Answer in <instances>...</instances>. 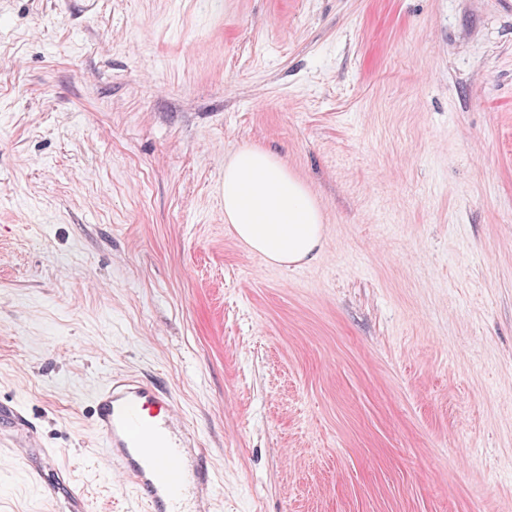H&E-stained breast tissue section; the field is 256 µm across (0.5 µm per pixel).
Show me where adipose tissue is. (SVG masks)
Returning a JSON list of instances; mask_svg holds the SVG:
<instances>
[{
    "label": "adipose tissue",
    "mask_w": 512,
    "mask_h": 512,
    "mask_svg": "<svg viewBox=\"0 0 512 512\" xmlns=\"http://www.w3.org/2000/svg\"><path fill=\"white\" fill-rule=\"evenodd\" d=\"M224 220L251 251L295 265L320 250V207L306 184L276 154L257 147L224 165Z\"/></svg>",
    "instance_id": "adipose-tissue-1"
}]
</instances>
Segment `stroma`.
<instances>
[{
	"label": "stroma",
	"mask_w": 512,
	"mask_h": 512,
	"mask_svg": "<svg viewBox=\"0 0 512 512\" xmlns=\"http://www.w3.org/2000/svg\"><path fill=\"white\" fill-rule=\"evenodd\" d=\"M249 146L317 199L311 261L225 224ZM113 375L211 512H512V0H0V512H141ZM148 411V414H145ZM90 418L102 448L118 463L146 512L185 511V448L194 447L178 426L172 400L154 384L113 375L95 393ZM190 477L193 488V495L198 498L209 497L215 489L216 479L206 456L200 452L190 466Z\"/></svg>",
	"instance_id": "35a3bbf8"
}]
</instances>
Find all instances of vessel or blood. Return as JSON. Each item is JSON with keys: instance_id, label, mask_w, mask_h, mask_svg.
I'll list each match as a JSON object with an SVG mask.
<instances>
[{"instance_id": "b4317fda", "label": "vessel or blood", "mask_w": 512, "mask_h": 512, "mask_svg": "<svg viewBox=\"0 0 512 512\" xmlns=\"http://www.w3.org/2000/svg\"><path fill=\"white\" fill-rule=\"evenodd\" d=\"M90 418L145 512H185L186 494L210 496L216 479L205 455L186 464L191 445L172 400L141 379L114 375L95 393Z\"/></svg>"}]
</instances>
